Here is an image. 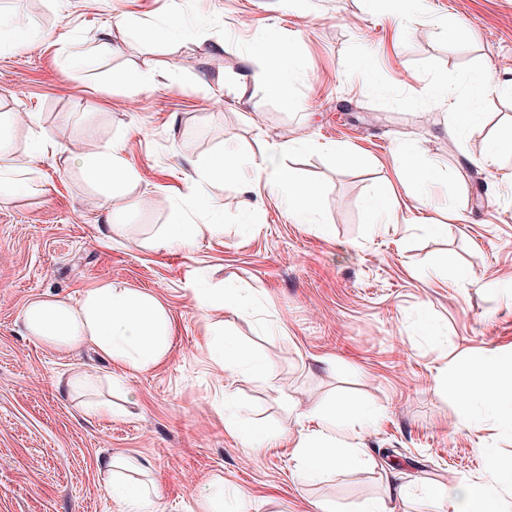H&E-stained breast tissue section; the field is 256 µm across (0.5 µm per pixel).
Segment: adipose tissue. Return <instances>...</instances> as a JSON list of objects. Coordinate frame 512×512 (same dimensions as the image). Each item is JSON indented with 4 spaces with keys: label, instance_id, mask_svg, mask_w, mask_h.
Here are the masks:
<instances>
[{
    "label": "adipose tissue",
    "instance_id": "adipose-tissue-1",
    "mask_svg": "<svg viewBox=\"0 0 512 512\" xmlns=\"http://www.w3.org/2000/svg\"><path fill=\"white\" fill-rule=\"evenodd\" d=\"M46 145L42 135H33L25 155L18 156L0 142V196L29 190L34 172L32 159ZM280 153V147L275 146L260 160L250 161L252 185L279 198L297 223H313L321 190L300 180L292 168L282 164ZM80 163L104 187L105 207L127 200L138 185V175L119 144L82 155ZM239 169V162L228 161L221 154L197 157L187 176L186 194L172 209L165 231L152 239L151 248L162 250L174 239L188 244L217 233L218 225L192 223L187 212L202 200L203 184L234 176ZM193 298L197 309L205 314L221 311L238 315L249 312L253 305L248 295L234 288L218 292L197 288ZM22 322L30 336L49 347L71 351L90 343L111 363L136 371L157 366L172 349L171 321L162 302L151 294L112 282L86 289L73 303L55 297L32 299L22 311ZM211 352L217 365L232 372L249 375L262 368L255 356L225 341L220 329L215 332ZM448 392L464 402L465 414L460 422L463 428H481L492 418L512 420V358L489 363L477 374L464 373L449 382ZM349 416L347 405L325 408L318 416L319 431L299 437L295 473L298 480L310 483L326 471L352 465L354 449L339 447L334 436L336 430L346 427ZM134 465L130 458H108L104 463L108 479L103 489L113 500L124 504L125 512H147L148 490L117 475L118 469ZM511 494L512 471L503 470L492 459L479 480L431 485L427 498L447 503L449 512H507L506 498Z\"/></svg>",
    "mask_w": 512,
    "mask_h": 512
}]
</instances>
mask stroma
I'll return each mask as SVG.
<instances>
[{
    "label": "stroma",
    "instance_id": "35a3bbf8",
    "mask_svg": "<svg viewBox=\"0 0 512 512\" xmlns=\"http://www.w3.org/2000/svg\"><path fill=\"white\" fill-rule=\"evenodd\" d=\"M19 7L40 36L0 30V113L19 115L4 136L18 154L35 131L53 148L35 160L32 189L0 199V512H121L102 492V462L115 455L138 461L130 479L148 487L150 512H201L207 488L223 512H363L390 481L404 488L396 512H442L422 487L477 479L485 448L512 464V429H458L464 408L446 390L459 361L477 371L512 355V158L483 161L512 124V0H420L408 20L396 0H0V19ZM124 16L132 25L114 29ZM172 19L191 41L164 37ZM272 37L294 52L275 97L260 80ZM106 41L113 53L96 54ZM131 69L154 83L113 82ZM485 71L497 88L459 128L449 106ZM115 141L143 202L118 213L125 233L107 243L108 213L78 159ZM408 141L418 146L411 174L436 182L421 204L397 194L390 224L369 200L398 185L393 156ZM274 143L294 144L284 162L321 186L319 224L292 221L244 168L192 215L222 214L223 232L150 247L191 161L243 160ZM108 281L166 306L172 349L159 366L124 369L93 347L61 352L24 331L29 300L74 301ZM196 288L244 289L255 311L202 314ZM219 321L265 370L247 379L212 361ZM77 372L116 416L85 413L65 385ZM345 397L373 413L344 435L359 464L299 484L295 446L316 429L312 409ZM228 414L287 436L246 454ZM239 488L248 501L235 499Z\"/></svg>",
    "mask_w": 512,
    "mask_h": 512
}]
</instances>
